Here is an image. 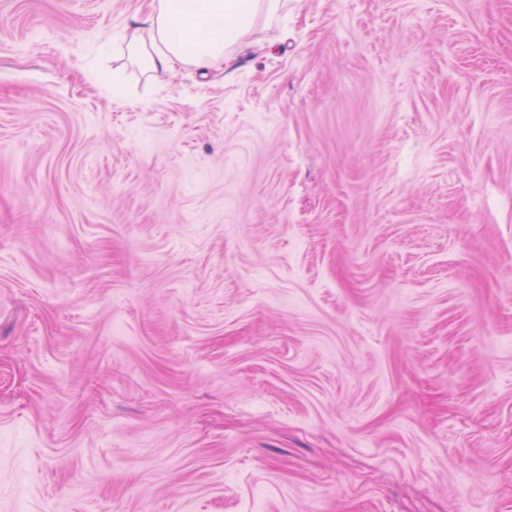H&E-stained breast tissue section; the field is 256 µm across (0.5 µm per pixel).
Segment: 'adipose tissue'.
Returning a JSON list of instances; mask_svg holds the SVG:
<instances>
[{"instance_id": "ef3b65f1", "label": "adipose tissue", "mask_w": 512, "mask_h": 512, "mask_svg": "<svg viewBox=\"0 0 512 512\" xmlns=\"http://www.w3.org/2000/svg\"><path fill=\"white\" fill-rule=\"evenodd\" d=\"M279 9L280 0H152L142 25L122 36L121 48L151 79L181 65L206 71L230 61Z\"/></svg>"}]
</instances>
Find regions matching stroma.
Here are the masks:
<instances>
[{
  "label": "stroma",
  "mask_w": 512,
  "mask_h": 512,
  "mask_svg": "<svg viewBox=\"0 0 512 512\" xmlns=\"http://www.w3.org/2000/svg\"><path fill=\"white\" fill-rule=\"evenodd\" d=\"M150 2L0 0V512H512V0ZM280 0H153L142 25L121 37V48L156 79L181 65L210 70L277 18Z\"/></svg>",
  "instance_id": "obj_1"
}]
</instances>
